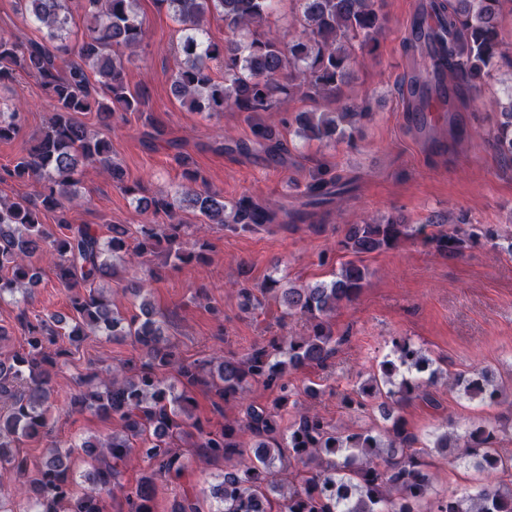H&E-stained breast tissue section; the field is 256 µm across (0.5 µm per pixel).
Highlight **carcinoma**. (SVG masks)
Listing matches in <instances>:
<instances>
[{
  "mask_svg": "<svg viewBox=\"0 0 512 512\" xmlns=\"http://www.w3.org/2000/svg\"><path fill=\"white\" fill-rule=\"evenodd\" d=\"M69 0H16L17 12L49 30L48 42H24L0 32V84L20 75L38 80L52 114L40 135L14 168L11 178L26 179L33 191L0 198V300L20 305L27 336L25 347L0 359V474L12 488L0 490V512H103V498L119 493L127 512H154L157 483L181 477L185 457L171 447L189 440L200 463L224 462L211 491L209 512H512V455L500 444L512 433V415L493 422L480 420L462 433L448 431L452 420L420 434L406 427L400 410L411 402L441 407L434 388L437 370L421 347L408 339H393L392 353L377 363L368 377L358 379L342 397L351 413L372 408L386 424L375 428H338L314 407L298 406L295 397L310 402L322 389L311 383L298 389L289 375L308 366L325 368L336 354L338 340L329 318L343 303L354 301L368 275L365 260L407 240L422 239L441 255L462 253L466 241L480 237L512 256V240L496 243L486 227L481 234L459 230L425 233L424 224H407L388 216L353 224L339 249L348 256L331 279L306 287H282L270 278L259 292L236 289L239 305L256 310L271 298L279 300L284 316L309 323L299 336H272L237 356L216 354L186 362L178 345L165 335L166 315L152 304L148 287L155 276L152 259L179 268L206 262L208 243L185 247L186 224L175 211L189 210L205 224L243 231L264 224L286 226L312 223L318 210L350 193L355 179L340 171H320L306 186V201L288 209H272L249 197L226 210L224 197L211 190L196 170L186 171L188 184L172 197L137 196L138 185L125 183L122 169L112 162L111 143L77 115L93 112L106 130L118 112H140L144 91L131 90L120 53L144 40L136 0H86L89 25L81 43H63L71 14ZM182 26L183 60L172 75L173 97L193 112L277 111L285 98L301 94L312 101L337 102L332 111L304 112L295 118L296 136L310 142H334L350 136L354 119L365 116L359 105L342 102L339 88L357 61V52L371 54L386 18L375 0H296L292 21L300 34L285 43L272 33L270 17L282 0H162ZM512 12V0H431L419 11L406 55L416 67L410 80L409 105L414 112L432 107L429 89L439 96L440 109L454 113L469 108L486 80L504 59L502 20ZM217 12L232 38L216 43L207 37L205 16ZM224 68V80L214 77L212 63ZM506 106L493 133L498 157L512 162V85L503 89ZM25 108L0 102V141L20 131ZM99 166L143 210L164 213L168 224H142L137 235L115 227L97 235L86 224L66 218L69 207L82 205L77 191L81 168ZM53 216L56 229L46 228ZM40 255L55 270L67 291L72 317L54 314L29 319L26 305L41 282L32 258ZM140 265V276L127 281L123 292L139 313L125 316L96 283L119 278V268ZM90 336L114 342L132 341L140 361L128 360L102 374L81 376L68 403L70 413L91 411L117 420L119 427L101 440L87 439L74 449L53 442L46 460L30 471L20 453L23 438L49 434L53 369L68 351L60 345ZM277 392L269 406L249 399L253 385ZM459 398L482 405L498 403L503 383L490 369L458 373L448 379ZM213 393L214 411L238 409V417L212 429L195 416L193 389ZM294 415L284 428L281 409ZM80 455L87 468L74 467ZM147 462L134 486L122 482L133 456ZM452 461L478 474L498 472V484L478 482L459 493L437 488L433 462ZM172 512H202L199 495L185 490Z\"/></svg>",
  "mask_w": 512,
  "mask_h": 512,
  "instance_id": "carcinoma-1",
  "label": "carcinoma"
}]
</instances>
